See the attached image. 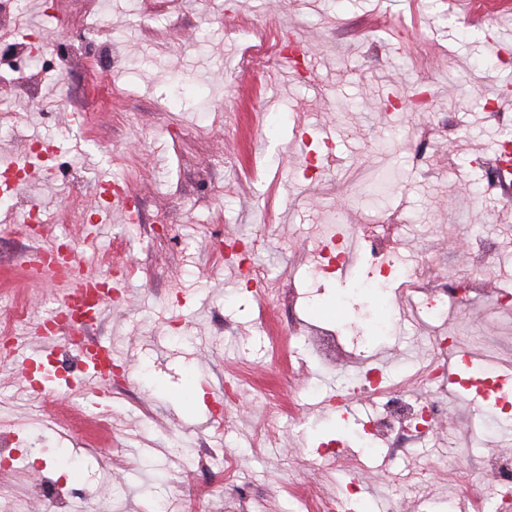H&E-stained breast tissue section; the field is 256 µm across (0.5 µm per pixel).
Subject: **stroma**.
Returning <instances> with one entry per match:
<instances>
[{"label": "stroma", "instance_id": "stroma-1", "mask_svg": "<svg viewBox=\"0 0 512 512\" xmlns=\"http://www.w3.org/2000/svg\"><path fill=\"white\" fill-rule=\"evenodd\" d=\"M41 2L0 0V42L39 27L67 46L60 77L34 65L0 83V162L35 139L65 152L0 200L13 218L0 224V308L29 314L0 332L33 337L63 286L19 271L35 247L72 241L84 271L123 286V309L89 330L120 370L102 390L60 379L45 394L22 379L23 354H0V446L19 451L0 467V512H310L382 457L360 484L383 512H459L465 479L491 506L488 464H512V417L424 376L442 333L512 372V311L493 300L512 289V252L475 244L512 239V204L484 177L512 140L498 97L512 86L499 43L512 0L479 25L463 0H60L55 19ZM289 34L309 53L302 74L258 54L241 67L252 37ZM66 109L81 120L61 123ZM102 176L128 185L138 222L95 203ZM32 204L34 234L21 222ZM392 215L403 275L458 292L478 280L474 300L425 318L375 275L358 235L347 272L322 271L337 226ZM229 238L253 241V282L218 262ZM328 331L336 355L323 361ZM370 367L395 394L431 395L428 436L358 439L379 399L330 398Z\"/></svg>", "mask_w": 512, "mask_h": 512}]
</instances>
